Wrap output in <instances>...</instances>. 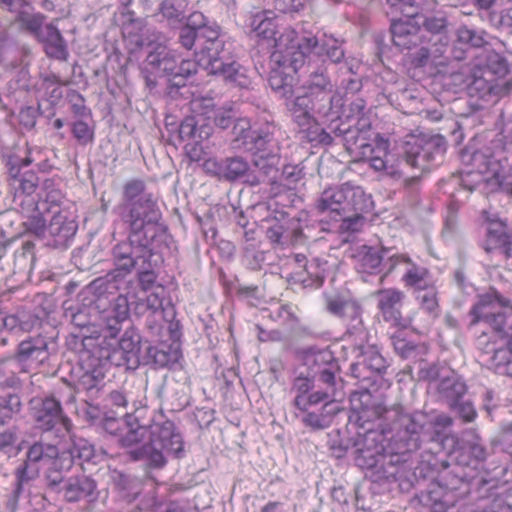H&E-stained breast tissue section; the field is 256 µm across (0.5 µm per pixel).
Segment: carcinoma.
<instances>
[{
    "label": "carcinoma",
    "instance_id": "cac0c4a2",
    "mask_svg": "<svg viewBox=\"0 0 512 512\" xmlns=\"http://www.w3.org/2000/svg\"><path fill=\"white\" fill-rule=\"evenodd\" d=\"M360 8L368 55L321 25L320 0H255L236 34L202 0H120L113 46L155 96L166 145L238 190L224 204L229 255L294 292L343 271L373 288L372 321L338 284L324 303L341 330L283 339L302 428L405 512H512V427L484 435L499 404L436 351L438 289L387 235L397 216L365 185L398 190L442 158L449 183L490 202L474 227L497 275L468 294L458 325L473 358L512 382V0ZM67 34L47 0H0V110L16 133L0 140V180L18 237L48 251L88 218L27 136L87 154L97 134L92 78L80 87L55 66ZM317 155L336 173L313 191ZM111 221L85 281L34 300L0 294V473L14 489L0 512H191L178 490L146 483L185 452L180 425L117 383L183 358L168 226L140 185Z\"/></svg>",
    "mask_w": 512,
    "mask_h": 512
}]
</instances>
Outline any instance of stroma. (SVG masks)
I'll return each mask as SVG.
<instances>
[{"mask_svg":"<svg viewBox=\"0 0 512 512\" xmlns=\"http://www.w3.org/2000/svg\"><path fill=\"white\" fill-rule=\"evenodd\" d=\"M118 0H53V14L70 30L76 75L102 68ZM96 145L77 158L53 144L48 156L66 179L71 200L87 213V229L63 252L34 250L17 241L19 226L0 184V289L35 298L79 282L105 247L111 210L131 184L149 188L165 214L171 266L185 324L184 356L174 370L121 377L133 398L173 411L188 447L154 482L178 488L193 512H393L367 495L354 471L333 459L322 437L306 433L286 400L281 338L309 331L335 335L319 295L306 296L244 271L224 256L233 227L224 184L193 173L164 145L156 104L134 72L91 86ZM423 193L402 191L391 203L400 220L393 233L430 268L440 315L430 323L439 347L464 364L480 390L492 389L501 407L495 422L512 424V386L494 380L461 351L455 323L465 285L485 280L489 260L472 234L485 199L457 207L447 169L430 173Z\"/></svg>","mask_w":512,"mask_h":512,"instance_id":"1","label":"stroma"}]
</instances>
